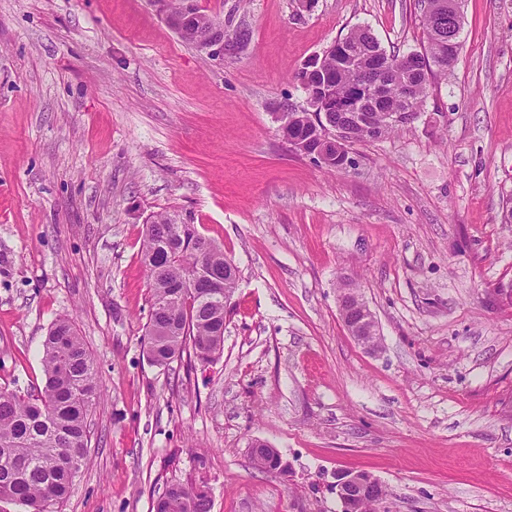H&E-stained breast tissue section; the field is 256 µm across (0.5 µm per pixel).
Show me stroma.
<instances>
[{"instance_id": "stroma-1", "label": "stroma", "mask_w": 512, "mask_h": 512, "mask_svg": "<svg viewBox=\"0 0 512 512\" xmlns=\"http://www.w3.org/2000/svg\"><path fill=\"white\" fill-rule=\"evenodd\" d=\"M215 60L151 0H0V388L43 385L72 318L101 398L60 512H153L173 484L211 512H342L372 474L387 512H512V0H461L460 54L411 123L336 173L275 119L356 26L406 54L418 0H196ZM192 216L238 268L224 351L149 362L144 219ZM351 278L378 323L339 315ZM283 469L256 468L250 445ZM380 485L377 478L364 471H343L336 475V494L343 505V510H354L360 501L356 512H379L389 495L387 488L382 485L376 497L366 498L373 496L375 489Z\"/></svg>"}]
</instances>
